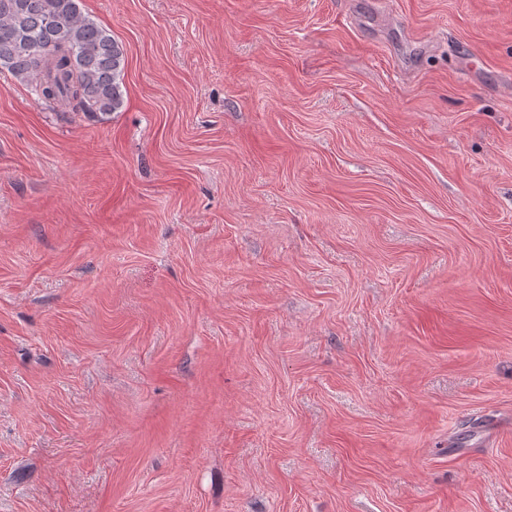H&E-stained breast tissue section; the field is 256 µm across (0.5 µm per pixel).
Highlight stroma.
Masks as SVG:
<instances>
[{
	"mask_svg": "<svg viewBox=\"0 0 512 512\" xmlns=\"http://www.w3.org/2000/svg\"><path fill=\"white\" fill-rule=\"evenodd\" d=\"M0 73V512H512V0H81ZM80 0H0V70L82 112L122 108L124 54Z\"/></svg>",
	"mask_w": 512,
	"mask_h": 512,
	"instance_id": "stroma-1",
	"label": "stroma"
}]
</instances>
